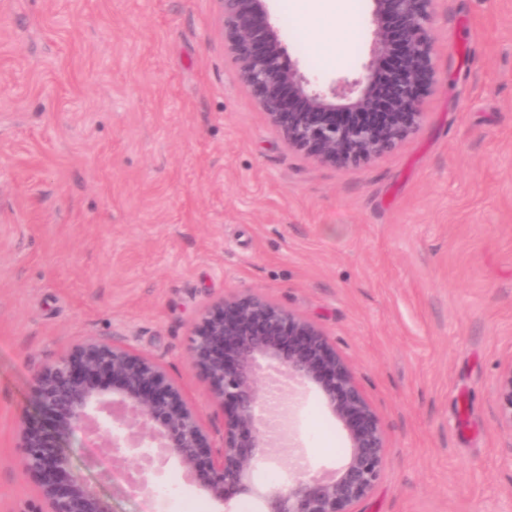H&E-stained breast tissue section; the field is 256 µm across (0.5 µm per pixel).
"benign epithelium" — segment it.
I'll return each mask as SVG.
<instances>
[{
  "label": "benign epithelium",
  "instance_id": "obj_1",
  "mask_svg": "<svg viewBox=\"0 0 512 512\" xmlns=\"http://www.w3.org/2000/svg\"><path fill=\"white\" fill-rule=\"evenodd\" d=\"M225 48L243 89L288 145L323 163L359 164L390 152L419 128L420 96L435 83L430 28L437 0H372L373 44L364 73L319 85L283 60L267 0H217ZM188 359L224 413V446L210 445L201 415L157 359L132 345L87 337L33 377L17 417L18 448L34 477L39 512H112L73 465H106L130 492L151 496L174 462L224 512H356L381 479L387 445L351 368L325 332L262 294L208 304ZM315 393L347 433L344 459L313 473L284 442L287 413L256 385L263 374ZM500 420L512 429V360L503 366ZM137 462L136 470L127 467ZM275 466L279 484L257 479Z\"/></svg>",
  "mask_w": 512,
  "mask_h": 512
}]
</instances>
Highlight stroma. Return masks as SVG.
<instances>
[{
  "label": "stroma",
  "mask_w": 512,
  "mask_h": 512,
  "mask_svg": "<svg viewBox=\"0 0 512 512\" xmlns=\"http://www.w3.org/2000/svg\"><path fill=\"white\" fill-rule=\"evenodd\" d=\"M349 6L322 52L317 0H272L285 58L358 77L371 4ZM217 17L216 0H0V512H37L16 417L87 336L160 359L221 448L189 337L248 290L319 324L378 416L388 455L359 512H512V0H437L421 125L360 165L289 147ZM289 417L315 469L346 455L315 395ZM75 465L113 512L214 510L186 481L134 496ZM496 391L501 423L512 429V360L503 366Z\"/></svg>",
  "instance_id": "1"
}]
</instances>
